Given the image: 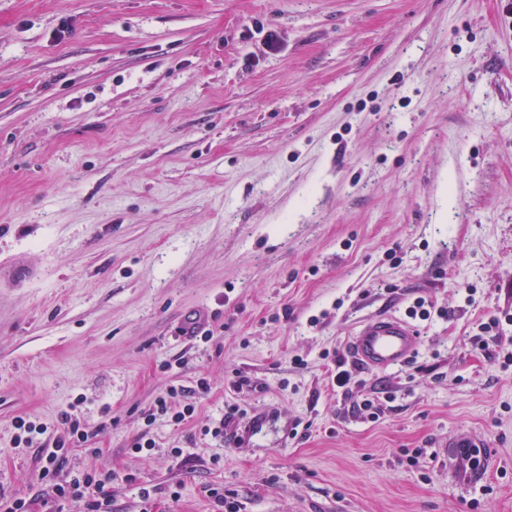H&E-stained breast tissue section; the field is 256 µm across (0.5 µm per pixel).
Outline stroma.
Instances as JSON below:
<instances>
[{"label": "stroma", "mask_w": 512, "mask_h": 512, "mask_svg": "<svg viewBox=\"0 0 512 512\" xmlns=\"http://www.w3.org/2000/svg\"><path fill=\"white\" fill-rule=\"evenodd\" d=\"M418 298L415 359L332 387L322 353ZM506 312L505 0H0V500L80 512L12 426L74 403L112 512H512ZM173 387L193 418L145 427ZM230 405L298 434L218 444Z\"/></svg>", "instance_id": "35a3bbf8"}]
</instances>
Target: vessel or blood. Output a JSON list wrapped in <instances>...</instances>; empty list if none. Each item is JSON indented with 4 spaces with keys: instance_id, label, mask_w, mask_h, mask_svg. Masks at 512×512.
<instances>
[{
    "instance_id": "obj_1",
    "label": "vessel or blood",
    "mask_w": 512,
    "mask_h": 512,
    "mask_svg": "<svg viewBox=\"0 0 512 512\" xmlns=\"http://www.w3.org/2000/svg\"><path fill=\"white\" fill-rule=\"evenodd\" d=\"M420 348L415 327L393 313L364 319L350 337L347 352L359 368L379 373L407 365Z\"/></svg>"
}]
</instances>
